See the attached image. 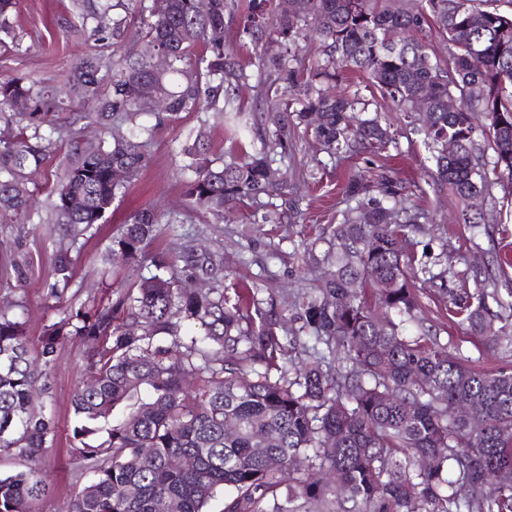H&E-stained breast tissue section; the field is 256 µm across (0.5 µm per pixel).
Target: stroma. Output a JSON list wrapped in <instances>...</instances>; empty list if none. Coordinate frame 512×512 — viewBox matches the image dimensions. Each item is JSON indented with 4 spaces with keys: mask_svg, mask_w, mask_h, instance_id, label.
Instances as JSON below:
<instances>
[{
    "mask_svg": "<svg viewBox=\"0 0 512 512\" xmlns=\"http://www.w3.org/2000/svg\"><path fill=\"white\" fill-rule=\"evenodd\" d=\"M76 13L75 0H18L12 31L0 32V74L63 87L82 52L95 42L91 30L81 29ZM380 116L393 124L397 144L379 153L332 158L312 133L299 132L293 155L284 162L291 181L287 199L300 211L293 224L255 223L252 205L222 221L187 208L181 170L185 143L204 134L213 159L250 154L255 147L230 137L223 116L183 112L176 121L156 126L146 148L145 167L117 194L105 223L73 240L65 226L51 221L55 175L67 153L66 147H59L36 179L30 210L16 217L0 216V309L20 315L33 339L46 324L59 320L47 293L55 281L57 250L66 243L73 246L74 267L65 293L77 303L94 308L110 294L112 285L133 282L136 271L126 265H109L105 251L128 216L148 207L179 214L178 223L159 225L146 247L148 256L163 253L172 257L192 248L217 251L224 258L225 271L231 272L236 282L260 284L262 311L288 309L297 294L314 287L322 275L321 269L309 265L304 251L310 244L316 253L326 250L331 225L352 206L343 193L348 178L359 174L372 179L384 167L406 182L411 204L425 209L432 218L428 234L416 238L415 254L426 250L434 256L447 253L459 270L492 265L500 293H507L512 289V182L490 176L488 193L478 202L486 222L471 229L460 220L463 204L455 194L449 190L439 193L429 186L434 163L422 136L407 133L401 113L385 108ZM417 294V316L431 326L440 342L459 347L472 367L512 371V355L483 346L467 326L455 322L436 287L418 283ZM87 352L82 338H65L57 350L51 391L36 402L37 407L53 412L58 431L43 462L51 491L34 503V512H71L72 497L88 477L73 457L68 440L74 421L72 396L88 379Z\"/></svg>",
    "mask_w": 512,
    "mask_h": 512,
    "instance_id": "stroma-1",
    "label": "stroma"
}]
</instances>
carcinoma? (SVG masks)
Listing matches in <instances>:
<instances>
[{
	"label": "carcinoma",
	"mask_w": 512,
	"mask_h": 512,
	"mask_svg": "<svg viewBox=\"0 0 512 512\" xmlns=\"http://www.w3.org/2000/svg\"><path fill=\"white\" fill-rule=\"evenodd\" d=\"M118 2L122 16L110 14L109 0H81V25L95 23L115 46L128 17L148 16V42L170 55V67L118 62L103 95L108 65L94 51L68 76L64 99L50 86L0 77L1 113L17 99L31 104L11 115L18 134L0 138L1 213L26 207L29 176L57 150L41 127L59 110L71 108L83 129L133 123L151 112L138 95L143 81L167 101L159 123L187 110L222 112L236 119L235 132L260 143L220 166L200 139L183 148L189 207L222 220L263 195L282 197L287 179L275 163L295 147L299 125L330 154L392 142L389 127L360 117L357 95L331 90L343 66L365 75L406 118L416 100H429L417 131L435 152L434 190L449 187L464 202L483 193L487 147L493 171L512 180V14L476 0H294L293 11L279 15L274 0ZM474 12L486 18L476 30ZM231 25L256 50V72L227 47ZM432 28L448 44L444 62L431 59L420 38ZM307 29L324 55L309 73L293 66ZM252 79L266 98L256 123L239 100ZM284 87L302 95L300 108L282 97ZM452 95L456 112L448 111ZM315 112L318 124L310 120ZM480 115L488 126L478 125ZM450 140L459 144L451 158ZM67 146L74 159L57 176L55 219L78 235L103 220L146 154L123 137L106 145L74 136ZM345 191L357 206L332 227L334 269L287 318L261 312L255 282L230 302L220 256L193 250L154 256V272L93 309L50 289L63 318L46 325L35 345L20 318L0 310V456L23 465L0 473V512H31L47 491L41 463L56 426L33 411L31 397L49 391L69 335L92 346L86 369L95 377L72 398V450L89 474L72 512H207L219 493L221 512H512V372L465 365L418 319L415 280L442 282L445 271L433 272L438 261L418 262L409 250L428 216L404 205L406 185L395 172L383 168L371 183L353 176ZM72 197L84 200L82 209L66 205ZM176 222L171 212L131 214L112 237L109 260L140 261L157 226ZM54 271L69 281V250L57 252ZM183 275L207 287L183 288ZM462 276L477 289H443L449 311L472 335L498 343L512 300L490 287L486 267ZM471 400L479 401L472 418L455 414ZM228 420L237 425L232 434ZM271 436L276 442L266 443ZM182 456L196 458L194 469L174 466ZM331 471L334 484L323 479ZM477 484L486 486L478 496Z\"/></svg>",
	"instance_id": "1"
}]
</instances>
